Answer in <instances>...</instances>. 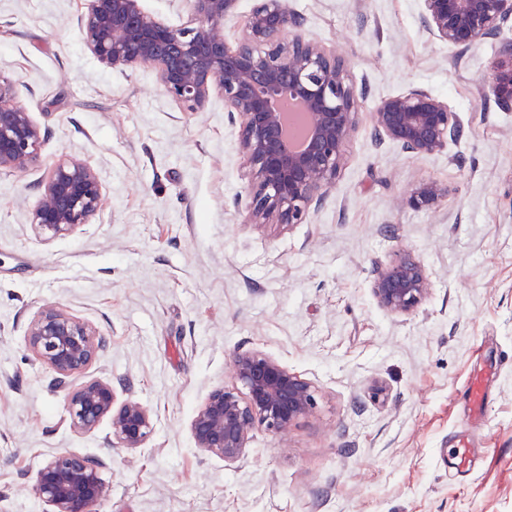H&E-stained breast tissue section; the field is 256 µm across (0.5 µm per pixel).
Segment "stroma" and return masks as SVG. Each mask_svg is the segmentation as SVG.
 <instances>
[{
	"label": "stroma",
	"instance_id": "obj_1",
	"mask_svg": "<svg viewBox=\"0 0 512 512\" xmlns=\"http://www.w3.org/2000/svg\"><path fill=\"white\" fill-rule=\"evenodd\" d=\"M304 29L364 90L325 204L302 224L248 221L241 119L212 89L185 111L155 69L123 72L84 47L88 0H0V79L42 132L35 163L0 173V512H44L33 486L52 455L100 457L96 512H512V111L480 100L497 40L463 50L422 27V0H289ZM423 88L463 137L414 157L375 140L381 99ZM65 158L103 184L98 213L48 238L29 220L38 183ZM437 181L433 210L405 199ZM402 250L431 293L395 318L371 294ZM61 308L106 337L91 376L129 388L152 415L141 448L109 421L70 427L52 373L28 348L31 320ZM257 349L308 379L317 407L288 443L256 429L247 459L200 452L191 421ZM489 371L484 419L464 391ZM480 448L464 478L450 435Z\"/></svg>",
	"mask_w": 512,
	"mask_h": 512
}]
</instances>
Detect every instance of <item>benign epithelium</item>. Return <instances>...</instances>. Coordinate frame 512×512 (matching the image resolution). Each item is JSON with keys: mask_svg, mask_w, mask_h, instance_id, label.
<instances>
[{"mask_svg": "<svg viewBox=\"0 0 512 512\" xmlns=\"http://www.w3.org/2000/svg\"><path fill=\"white\" fill-rule=\"evenodd\" d=\"M189 2L194 26L174 27L145 11L141 0H90L79 25L82 42L112 70L155 67L165 93L189 112L203 109L211 89L219 87L224 108L241 118L238 145L251 171L253 223H304L336 182L364 91L350 80L343 61L303 33V19L288 0H257L233 49L224 41L221 24L238 0ZM509 21L512 0H423L422 22L433 38L463 49L499 40L483 93L505 110H512V38L501 33ZM7 92L0 84V171L21 172L37 159L41 130L28 112L6 101ZM290 99L307 108L305 142L298 151L283 133L281 106ZM372 120L375 137H386L415 156L442 152L464 134L456 112L425 89L381 99ZM447 196L448 187L427 181L415 187L407 204L433 209ZM101 198L92 167L62 160L39 185L31 224L50 238L64 234L87 223ZM371 292L388 314L405 317L428 298L430 280L420 260L402 252L377 267ZM28 346L53 372V386L66 393L73 428L90 431L107 419L119 447H142L153 427L144 405L117 401L114 386L99 379L72 387V379L87 372L105 346L102 335L51 307L31 321ZM231 363L236 384L208 395L191 432L200 451L237 463L246 458L257 428L288 444L294 424L314 410L316 390L261 350L238 351ZM101 468L94 455L59 452L38 470L35 494L48 512H92L106 493Z\"/></svg>", "mask_w": 512, "mask_h": 512, "instance_id": "1", "label": "benign epithelium"}]
</instances>
